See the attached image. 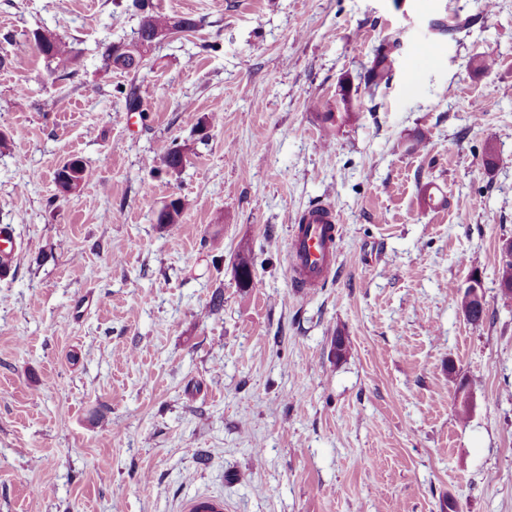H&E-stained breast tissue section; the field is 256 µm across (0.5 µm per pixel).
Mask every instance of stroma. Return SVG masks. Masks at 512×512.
Listing matches in <instances>:
<instances>
[{"label": "stroma", "mask_w": 512, "mask_h": 512, "mask_svg": "<svg viewBox=\"0 0 512 512\" xmlns=\"http://www.w3.org/2000/svg\"><path fill=\"white\" fill-rule=\"evenodd\" d=\"M129 2L0 0L17 246L0 512H512V0H158L203 25L154 52L134 114L129 76L100 61L135 35ZM454 14L455 38L432 32ZM37 31L69 43V73L48 72ZM384 39L400 50L371 94ZM174 142L186 164L154 173ZM178 197L180 222L157 223ZM320 201L342 221L338 275L296 288L289 226ZM474 273L477 324L460 307ZM395 43H380L374 50L371 67L365 75L364 87L373 94L380 87H387L392 78L393 63L397 51ZM85 167L81 160L75 159L64 164L56 172V184L61 193H71L82 181ZM481 288H482V285H481L480 277L477 275H474V274L471 275V277L469 278V281H468V286L465 288V290H466V292H468L470 294V296H475V298L479 302L484 303L483 297L481 294ZM466 292L464 291V295L461 300L462 309H464V308L467 309L468 312L475 315L477 318L480 319V322H482L487 317V309L485 307V303L482 306L476 302H471L468 299V295Z\"/></svg>", "instance_id": "obj_1"}]
</instances>
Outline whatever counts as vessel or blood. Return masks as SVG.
I'll return each mask as SVG.
<instances>
[{
    "mask_svg": "<svg viewBox=\"0 0 512 512\" xmlns=\"http://www.w3.org/2000/svg\"><path fill=\"white\" fill-rule=\"evenodd\" d=\"M340 216L334 205L321 203L302 211L290 235L289 269L298 288H319L337 273Z\"/></svg>",
    "mask_w": 512,
    "mask_h": 512,
    "instance_id": "vessel-or-blood-1",
    "label": "vessel or blood"
}]
</instances>
